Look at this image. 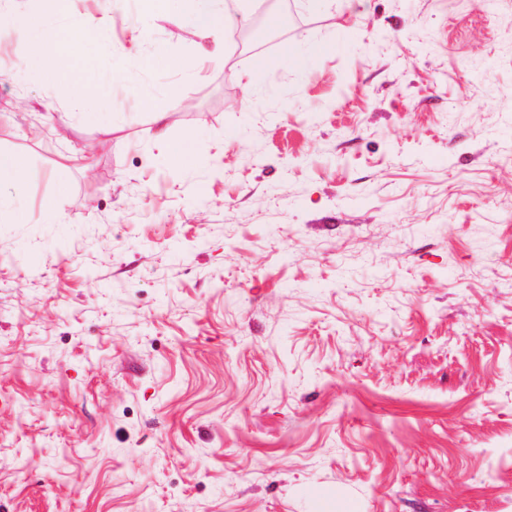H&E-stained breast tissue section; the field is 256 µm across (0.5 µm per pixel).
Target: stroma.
Returning <instances> with one entry per match:
<instances>
[{
  "label": "stroma",
  "mask_w": 512,
  "mask_h": 512,
  "mask_svg": "<svg viewBox=\"0 0 512 512\" xmlns=\"http://www.w3.org/2000/svg\"><path fill=\"white\" fill-rule=\"evenodd\" d=\"M290 2L70 0L86 99L0 24V512H512V0ZM213 0H178L180 9L186 13L195 29L204 39H211L213 50L202 49L201 62H211L219 55V49L224 42L226 16L217 12L211 5ZM152 115L155 124V136L166 144L169 160L182 167H192L198 160L194 149V139L188 135L180 141H172L166 123L167 112L155 106ZM27 182V171L20 160L7 153L0 151V184H7L19 191Z\"/></svg>",
  "instance_id": "stroma-1"
}]
</instances>
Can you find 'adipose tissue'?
<instances>
[{"label": "adipose tissue", "mask_w": 512, "mask_h": 512, "mask_svg": "<svg viewBox=\"0 0 512 512\" xmlns=\"http://www.w3.org/2000/svg\"><path fill=\"white\" fill-rule=\"evenodd\" d=\"M178 4L200 35L214 44L213 49L202 50L199 62L215 60L224 42L225 15L217 12L210 0H178ZM66 15L65 0H47L42 20L14 14L9 17L20 34L18 55L22 65H36L53 82L73 77L78 70L77 59L66 47L65 29L59 24Z\"/></svg>", "instance_id": "1"}]
</instances>
